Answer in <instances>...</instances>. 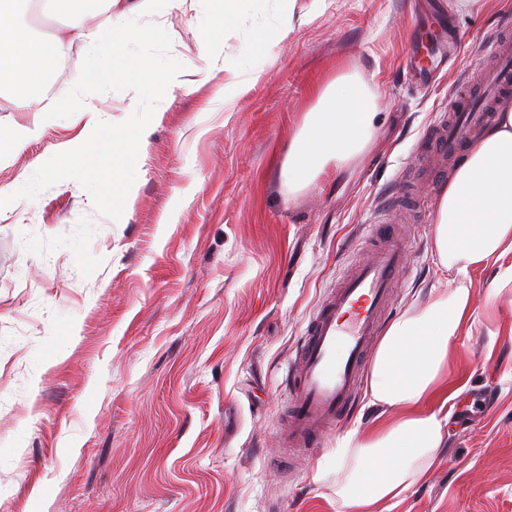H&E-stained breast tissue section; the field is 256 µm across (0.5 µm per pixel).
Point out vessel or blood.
<instances>
[{
  "label": "vessel or blood",
  "instance_id": "vessel-or-blood-1",
  "mask_svg": "<svg viewBox=\"0 0 512 512\" xmlns=\"http://www.w3.org/2000/svg\"><path fill=\"white\" fill-rule=\"evenodd\" d=\"M494 68L467 98L452 99L447 123L430 134L437 164L423 168L421 177L436 181L442 165L460 159L465 146L490 124L488 102L512 89V44L489 46ZM379 241L369 260L325 298L311 317L288 373V414L278 429L283 448H314L350 412L368 371L380 327L385 319L397 276L407 270L413 253L409 241L382 243L379 225L369 227Z\"/></svg>",
  "mask_w": 512,
  "mask_h": 512
}]
</instances>
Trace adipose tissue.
<instances>
[{"mask_svg":"<svg viewBox=\"0 0 512 512\" xmlns=\"http://www.w3.org/2000/svg\"><path fill=\"white\" fill-rule=\"evenodd\" d=\"M257 32L224 64V99L233 102L249 91L237 72L254 60L258 42L284 39L295 27L294 0H273ZM69 22L35 39L16 17L20 0H0V86L19 84L34 92L46 83L57 64L71 58L73 37L93 44L92 52L71 58L89 81L118 80L105 68L114 43L103 30L122 32L128 41L146 36L137 24L145 12H164L184 0H58ZM102 18L95 26L94 18ZM375 102L366 84L343 74L318 95L303 128L294 138L284 170L288 185L299 188L325 168L344 171L367 148ZM433 254L451 277L446 287L431 291L429 302L408 310L386 330L373 356L370 395L393 410L363 435H349L336 451L333 492L356 512H375L397 499L433 465L441 448L449 400L460 389L448 379V360L470 325L472 294L464 283L470 270L504 263L503 277L512 280V107L471 145L453 171L436 213Z\"/></svg>","mask_w":512,"mask_h":512,"instance_id":"1","label":"adipose tissue"}]
</instances>
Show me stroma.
Listing matches in <instances>:
<instances>
[{
    "label": "stroma",
    "mask_w": 512,
    "mask_h": 512,
    "mask_svg": "<svg viewBox=\"0 0 512 512\" xmlns=\"http://www.w3.org/2000/svg\"><path fill=\"white\" fill-rule=\"evenodd\" d=\"M295 28L261 46L235 103L217 81L165 105L140 145L119 220L77 181L0 210V512H352L324 478L349 431L391 410L363 394L352 420L285 458L277 438L288 364L310 315L356 261L368 224L414 240L391 319L445 281L434 262L442 188L394 196L448 100L478 83L488 44L512 31V0H295ZM190 72L237 54L260 23L203 10L147 15ZM455 24L460 57L432 84L406 66ZM358 74L374 97L367 149L297 192L282 173L318 92ZM0 90V187L88 133L78 113L17 147L41 123V96L18 109ZM470 272L469 334L452 354L465 389L430 471L386 512H512V283Z\"/></svg>",
    "instance_id": "35a3bbf8"
}]
</instances>
